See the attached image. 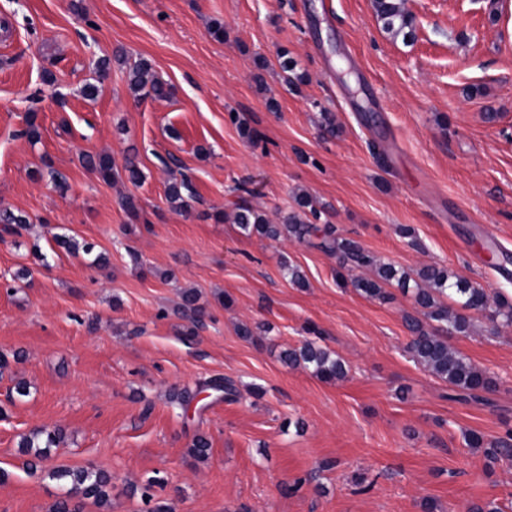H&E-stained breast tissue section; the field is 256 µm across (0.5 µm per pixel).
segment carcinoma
<instances>
[{
  "mask_svg": "<svg viewBox=\"0 0 512 512\" xmlns=\"http://www.w3.org/2000/svg\"><path fill=\"white\" fill-rule=\"evenodd\" d=\"M373 8L387 33L395 38L400 36L404 40L413 36L415 19L405 8V0H373ZM110 64L111 60L108 58L97 61L98 80L85 84L84 96L94 98L99 94V84L102 83L103 76L109 72ZM128 86L136 96L151 95L163 99L170 95V86L155 76L150 63L145 59L129 65ZM82 162L96 171L106 182L118 175L112 156L108 153L87 154L82 157ZM166 199L172 208L184 211L194 196L186 180H179L173 176L166 188ZM298 204L309 209V212L292 213L283 217L282 223L272 224L263 212L243 200L235 205L233 223L248 234L256 233L272 240L289 238L303 241L312 234L322 233L323 241L320 246L336 254L342 264L352 269L371 270V277H359L352 281L357 291L370 298L385 297L388 285H395L404 292L411 287L414 288V301L421 308L423 318L409 316L406 319L412 332L408 347L412 358L469 397L491 388L492 381L486 372L454 351L448 345L444 331L448 329L463 334L468 332L470 320L463 314L465 310H488L491 319L500 318L511 324L512 305L501 300L490 301L484 289L474 286L463 276L445 267L427 265L420 268L414 276L406 271H399L392 265L381 262L357 241L337 237L333 225L319 226L312 223L311 219H320V211L312 205L308 197H299ZM27 223L28 218L22 214L7 210L0 212V224L3 225L5 232H14L17 227ZM57 244L73 256L81 252L88 256L93 251V245H82L72 237H61L57 239ZM181 299L180 314L191 324L186 334L192 335L194 328L201 322L203 307L198 305V295L193 290L183 292ZM426 319L439 323V326L425 324ZM281 359L291 366L302 365L325 381H337L346 375L343 360L315 341L306 340L301 346L284 351ZM60 439L61 432L57 429H35L24 438L22 452L42 461L48 457L51 448L58 445ZM469 444L473 448L483 449L484 456L490 463L512 462L511 431L490 441L473 435L469 438ZM48 476L66 487L64 495L53 505V512H76L70 508V499L74 493L93 500L101 508L109 504L111 477L102 471L58 467L50 470Z\"/></svg>",
  "mask_w": 512,
  "mask_h": 512,
  "instance_id": "obj_1",
  "label": "carcinoma"
}]
</instances>
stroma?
<instances>
[{"mask_svg":"<svg viewBox=\"0 0 512 512\" xmlns=\"http://www.w3.org/2000/svg\"><path fill=\"white\" fill-rule=\"evenodd\" d=\"M406 6L408 43L372 0H0V209L29 218L0 231V512H51L58 466L111 475L108 507L78 497L81 512H512V464L486 468L468 443L512 430V325L479 312L449 335L494 382L459 399L406 349L411 297L367 298L318 238L273 241L230 217L245 199L276 224L305 194L381 261L444 266L512 304V0ZM282 47L304 83L287 82ZM118 49L148 60L170 97H134L119 64L83 97ZM100 152L119 166L136 154L142 181L103 182L80 161ZM172 155L194 195L185 212L165 199ZM185 289L206 311L192 340L174 312ZM314 336L344 379L281 360ZM213 378L235 396L205 389ZM41 427L64 438L31 470L19 444ZM198 435L204 460L187 453Z\"/></svg>","mask_w":512,"mask_h":512,"instance_id":"stroma-1","label":"stroma"}]
</instances>
